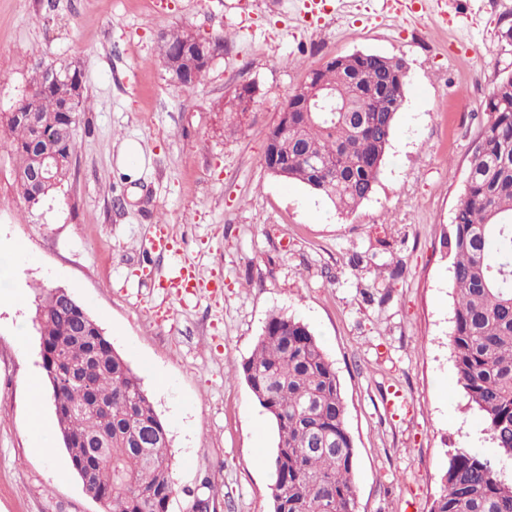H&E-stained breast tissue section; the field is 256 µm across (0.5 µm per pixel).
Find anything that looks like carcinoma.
<instances>
[{
  "instance_id": "cac0c4a2",
  "label": "carcinoma",
  "mask_w": 512,
  "mask_h": 512,
  "mask_svg": "<svg viewBox=\"0 0 512 512\" xmlns=\"http://www.w3.org/2000/svg\"><path fill=\"white\" fill-rule=\"evenodd\" d=\"M170 76L199 83L200 67L188 31L171 28L160 35ZM406 65L374 53L328 59L306 81L336 90L343 112H311L294 92L271 128L264 165L275 177L306 186L349 213L368 199L385 161L396 118L405 100ZM67 81L43 86L40 74L29 90L0 112V145L9 173L24 200L38 201L58 190L71 174L76 135L87 96L79 68L57 62ZM248 87L225 102L227 112H245ZM39 110L42 139L34 141L26 122ZM486 109L494 121L484 127L470 160L447 247L452 255L453 327L450 334L457 385L467 405L479 412L494 450H448L442 492L430 512H512V478L494 467L512 466V73L501 78ZM44 148L57 164L37 186L28 174ZM41 344L56 354L44 361L56 430L78 477L106 499L108 512H141L143 501L169 512L175 494L168 431L148 391L99 324L46 292L36 308ZM79 368L84 380L68 371ZM244 379L277 428V445L268 459L283 512H309L315 500L335 504V512H354V445L347 406L336 367L303 322L284 313L266 321ZM96 451L87 442L103 435ZM329 436L340 444L317 449Z\"/></svg>"
}]
</instances>
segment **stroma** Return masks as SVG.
Segmentation results:
<instances>
[{
  "instance_id": "stroma-1",
  "label": "stroma",
  "mask_w": 512,
  "mask_h": 512,
  "mask_svg": "<svg viewBox=\"0 0 512 512\" xmlns=\"http://www.w3.org/2000/svg\"><path fill=\"white\" fill-rule=\"evenodd\" d=\"M305 11L304 0H0V112L60 59L80 66L91 106L70 179L39 207L0 151V512H101L52 402L44 437L29 427L43 287H64L151 395L174 462L170 512H187L205 477L216 512H273L255 455L272 453L277 431L241 365L275 312L306 324L335 364L356 512H430L449 449L491 451L456 385L445 241L485 102L512 72L500 37L512 0H328L308 25ZM172 27L224 36L201 83L167 72L160 34ZM356 52L403 60L406 98L373 194L347 214L271 175L264 151L308 72ZM246 85L249 111H225ZM161 236L170 249L155 247ZM178 261L196 266L197 293L160 289Z\"/></svg>"
}]
</instances>
